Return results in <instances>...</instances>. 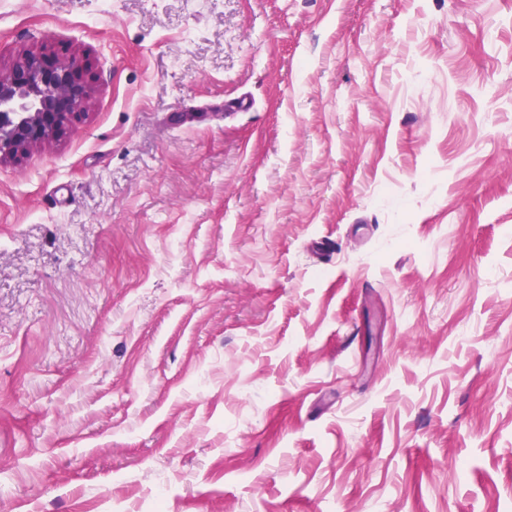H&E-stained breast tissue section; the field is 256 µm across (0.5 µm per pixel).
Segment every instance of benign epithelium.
Returning <instances> with one entry per match:
<instances>
[{
  "mask_svg": "<svg viewBox=\"0 0 512 512\" xmlns=\"http://www.w3.org/2000/svg\"><path fill=\"white\" fill-rule=\"evenodd\" d=\"M89 95L79 57L25 56L11 76L0 77V164L60 135Z\"/></svg>",
  "mask_w": 512,
  "mask_h": 512,
  "instance_id": "obj_1",
  "label": "benign epithelium"
}]
</instances>
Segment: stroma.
Instances as JSON below:
<instances>
[{
  "mask_svg": "<svg viewBox=\"0 0 512 512\" xmlns=\"http://www.w3.org/2000/svg\"><path fill=\"white\" fill-rule=\"evenodd\" d=\"M25 51L91 94L0 164V512H512V0H0Z\"/></svg>",
  "mask_w": 512,
  "mask_h": 512,
  "instance_id": "obj_1",
  "label": "stroma"
}]
</instances>
